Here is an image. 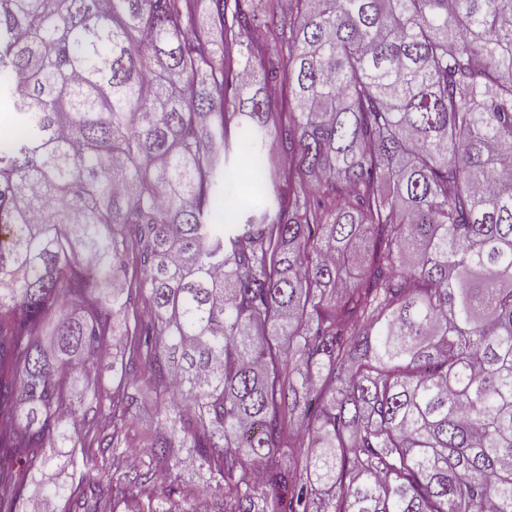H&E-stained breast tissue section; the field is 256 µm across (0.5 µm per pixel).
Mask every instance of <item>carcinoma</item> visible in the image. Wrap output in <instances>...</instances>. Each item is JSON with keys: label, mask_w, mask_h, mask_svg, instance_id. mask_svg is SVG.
I'll return each mask as SVG.
<instances>
[{"label": "carcinoma", "mask_w": 512, "mask_h": 512, "mask_svg": "<svg viewBox=\"0 0 512 512\" xmlns=\"http://www.w3.org/2000/svg\"><path fill=\"white\" fill-rule=\"evenodd\" d=\"M259 2L0 0V512H512V0ZM120 359V344L114 342L109 346L106 353L99 359L97 365L90 375V383L112 384V357ZM155 399L152 394L146 395L137 405V423L127 433V445L129 448L142 451L146 446V432L152 417L155 414ZM129 466L127 468V481L129 482V490L125 504L119 509L122 512H130L128 510H135L143 508L147 510L148 499H156L159 495L158 489L145 488L136 479L137 464L139 460L138 455H133L130 458Z\"/></svg>", "instance_id": "carcinoma-1"}]
</instances>
